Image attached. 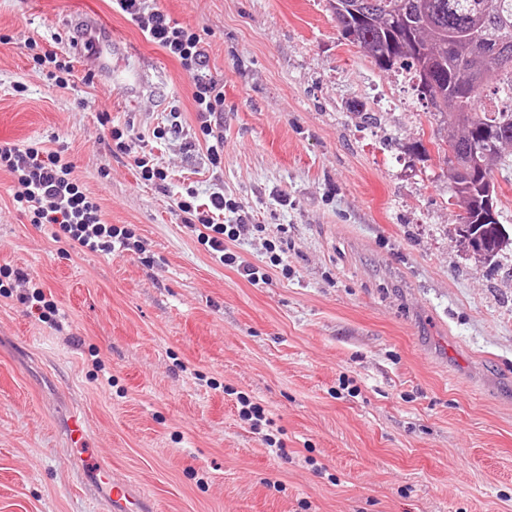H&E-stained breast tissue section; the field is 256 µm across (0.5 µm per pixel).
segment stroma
<instances>
[{
    "label": "stroma",
    "mask_w": 512,
    "mask_h": 512,
    "mask_svg": "<svg viewBox=\"0 0 512 512\" xmlns=\"http://www.w3.org/2000/svg\"><path fill=\"white\" fill-rule=\"evenodd\" d=\"M154 2L200 35L224 87L220 166L191 76L110 0H0V141L63 150L105 222L146 249L52 241L0 170V269L69 323L0 297V512H110L65 438L77 413L157 512H512V257L458 241L435 146L450 130L414 82L343 40L328 0ZM92 27L124 86L80 57L64 88L35 68ZM173 111L181 132L155 138ZM113 126L130 152L113 150ZM142 151L166 186L141 179ZM188 186L261 225L234 250L267 282L181 223L172 198ZM242 394L285 456L240 418ZM19 300L22 303H31V307L36 311L38 317L43 319L42 321L45 320V322L50 323L58 331L63 330V323L57 305L51 300H47L43 291L35 289L31 295L19 296Z\"/></svg>",
    "instance_id": "obj_1"
}]
</instances>
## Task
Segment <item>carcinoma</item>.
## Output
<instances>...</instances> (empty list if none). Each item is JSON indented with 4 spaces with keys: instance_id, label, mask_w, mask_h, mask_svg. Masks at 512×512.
I'll list each match as a JSON object with an SVG mask.
<instances>
[{
    "instance_id": "carcinoma-1",
    "label": "carcinoma",
    "mask_w": 512,
    "mask_h": 512,
    "mask_svg": "<svg viewBox=\"0 0 512 512\" xmlns=\"http://www.w3.org/2000/svg\"><path fill=\"white\" fill-rule=\"evenodd\" d=\"M364 21L339 14L338 28L349 42L372 55L386 70L418 77L422 63L435 67L431 115L462 129L446 142L449 165L463 163L471 145L485 152L484 176L455 187L453 196L476 199L484 185L495 187L493 171L504 165L512 148V0H356ZM496 75L494 89L508 104L492 112L480 105L483 86L472 84L473 71ZM480 225L484 248L498 256L512 248V235L497 221Z\"/></svg>"
}]
</instances>
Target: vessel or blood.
<instances>
[{
	"label": "vessel or blood",
	"instance_id": "b4317fda",
	"mask_svg": "<svg viewBox=\"0 0 512 512\" xmlns=\"http://www.w3.org/2000/svg\"><path fill=\"white\" fill-rule=\"evenodd\" d=\"M65 435L73 448L79 449L93 474L96 490L112 502L113 512H147L144 500L124 480L113 478L108 467L101 461L97 450L87 445V427L83 417L72 416Z\"/></svg>",
	"mask_w": 512,
	"mask_h": 512
}]
</instances>
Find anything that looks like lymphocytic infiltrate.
Listing matches in <instances>:
<instances>
[{"label":"lymphocytic infiltrate","instance_id":"1","mask_svg":"<svg viewBox=\"0 0 512 512\" xmlns=\"http://www.w3.org/2000/svg\"><path fill=\"white\" fill-rule=\"evenodd\" d=\"M114 10L137 26L146 39L157 43L180 61L194 82V101L201 119L200 132L207 144L212 165L224 159V137L214 131L224 110V88L206 68V50L201 37L191 28L171 20L147 0H112ZM0 168L15 175V200L31 216L32 223L51 228L53 240H63L76 250L105 254L134 249V232L128 227L105 223L94 198L72 179L73 165L58 151L41 147H18L0 142ZM176 213L187 227L197 230L198 241L212 258L226 266H241L251 282L268 275L253 265H239L231 245L254 231L237 204L212 192L208 203L197 201L194 190L174 200Z\"/></svg>","mask_w":512,"mask_h":512}]
</instances>
